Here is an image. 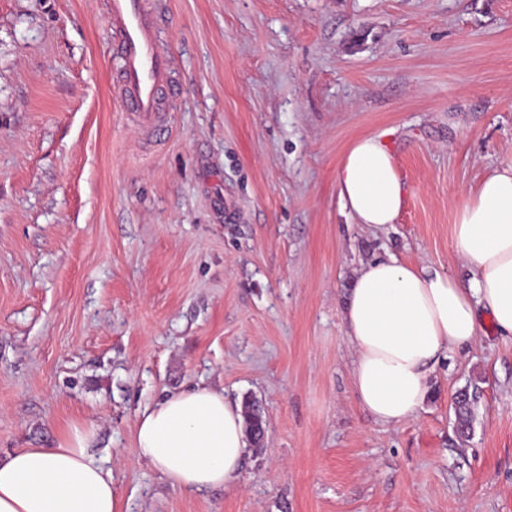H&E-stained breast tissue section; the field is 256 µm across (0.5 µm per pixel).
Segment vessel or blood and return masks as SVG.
<instances>
[{"label":"vessel or blood","instance_id":"obj_1","mask_svg":"<svg viewBox=\"0 0 512 512\" xmlns=\"http://www.w3.org/2000/svg\"><path fill=\"white\" fill-rule=\"evenodd\" d=\"M118 92L124 111L143 125H156L171 92L172 59L157 35L158 17L149 0H109Z\"/></svg>","mask_w":512,"mask_h":512}]
</instances>
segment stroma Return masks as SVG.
Wrapping results in <instances>:
<instances>
[{"label": "stroma", "mask_w": 512, "mask_h": 512, "mask_svg": "<svg viewBox=\"0 0 512 512\" xmlns=\"http://www.w3.org/2000/svg\"><path fill=\"white\" fill-rule=\"evenodd\" d=\"M151 3L162 137L121 109L108 0H0V457L89 422L123 512H512V339L449 352L392 428L356 403L341 322L376 257L468 280L455 209L512 164V0ZM369 134L405 187L380 228L336 186ZM197 386L263 409L236 489L137 458L138 412ZM467 385L454 397L455 434L459 440H467L473 432L474 405L477 402V387Z\"/></svg>", "instance_id": "35a3bbf8"}]
</instances>
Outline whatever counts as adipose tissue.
Wrapping results in <instances>:
<instances>
[{
    "instance_id": "adipose-tissue-1",
    "label": "adipose tissue",
    "mask_w": 512,
    "mask_h": 512,
    "mask_svg": "<svg viewBox=\"0 0 512 512\" xmlns=\"http://www.w3.org/2000/svg\"><path fill=\"white\" fill-rule=\"evenodd\" d=\"M340 203L356 223L396 222L405 190L377 135L350 145L336 168ZM452 244L469 264L460 282L395 256L361 264L341 312L355 351L352 384L377 423L401 426L430 397L437 366L473 345L485 325L512 337V164L495 169L457 207ZM137 457L183 491L239 486L246 449L243 408L196 387L141 411ZM93 429L73 425L55 448H18L0 460V512H122L112 470L93 452Z\"/></svg>"
}]
</instances>
